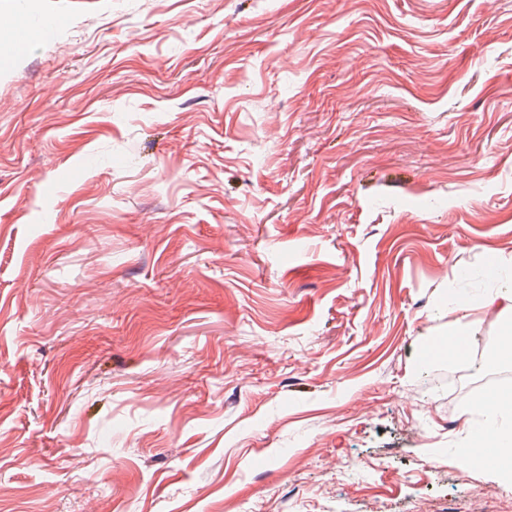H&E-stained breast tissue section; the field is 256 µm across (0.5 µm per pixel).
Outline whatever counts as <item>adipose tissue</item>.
Returning <instances> with one entry per match:
<instances>
[{"instance_id": "adipose-tissue-1", "label": "adipose tissue", "mask_w": 512, "mask_h": 512, "mask_svg": "<svg viewBox=\"0 0 512 512\" xmlns=\"http://www.w3.org/2000/svg\"><path fill=\"white\" fill-rule=\"evenodd\" d=\"M476 305L494 312L504 322L503 335H512V256L499 259L494 283L477 296ZM470 410L472 416L465 421L468 435L482 433L494 455L489 458L478 449H466L460 455L462 468L480 470L512 489V392L478 400Z\"/></svg>"}]
</instances>
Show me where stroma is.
<instances>
[{"mask_svg": "<svg viewBox=\"0 0 512 512\" xmlns=\"http://www.w3.org/2000/svg\"><path fill=\"white\" fill-rule=\"evenodd\" d=\"M0 15V512H512L423 358L512 255V0Z\"/></svg>", "mask_w": 512, "mask_h": 512, "instance_id": "35a3bbf8", "label": "stroma"}]
</instances>
